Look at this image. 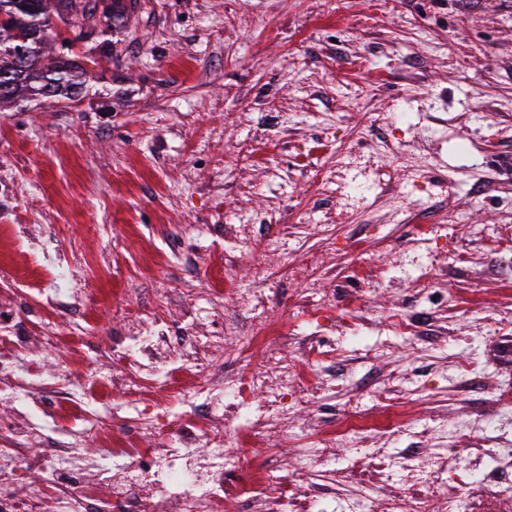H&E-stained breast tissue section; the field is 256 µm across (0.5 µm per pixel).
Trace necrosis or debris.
<instances>
[{
	"instance_id": "necrosis-or-debris-1",
	"label": "necrosis or debris",
	"mask_w": 512,
	"mask_h": 512,
	"mask_svg": "<svg viewBox=\"0 0 512 512\" xmlns=\"http://www.w3.org/2000/svg\"><path fill=\"white\" fill-rule=\"evenodd\" d=\"M30 249L49 281L42 306L67 308L71 322L66 334L50 329L34 337L18 318L0 313V398L13 403L0 419V512H322L324 501L354 476L390 485L393 492L349 502L347 512H431L437 500L442 512H512L511 444H477L468 467L450 453L419 456L396 477L381 455L359 461L355 474L337 471L323 483L309 482L284 465L274 474L259 467L267 444L259 420L240 425L251 394L267 392L270 405L285 417L314 397L313 390L300 386L298 367L285 360L269 359L279 376L274 387L265 373L248 368L253 348L273 345L282 333L269 321L259 295L242 293L236 299L249 318L244 331L226 324L203 341L188 330L175 335L169 325L140 311L135 318L145 328L138 335L103 337L94 314L98 297L77 287L71 265L52 249L50 234ZM156 340L166 344L170 361L181 364L195 361L201 346L222 349V365L199 370V384L185 389L169 370L148 361L146 349ZM34 344L54 350V381H45L28 359ZM77 353L85 364L80 375L74 372ZM112 364L123 367V377L101 373V366ZM116 388L135 406L134 423L103 432L95 442L111 454L121 477L108 475L77 437L32 452L31 430L48 419L78 430L91 407L107 403ZM405 424L400 403L387 400L379 411L344 416L317 438L311 453L325 465L338 449L359 448L366 437H382ZM229 442L236 451L228 456L223 447ZM205 446L213 452L203 457L199 450ZM33 468L42 472L35 483L27 479ZM273 477L281 485L276 493L267 490Z\"/></svg>"
}]
</instances>
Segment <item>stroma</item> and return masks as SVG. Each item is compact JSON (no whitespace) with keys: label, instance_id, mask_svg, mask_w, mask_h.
<instances>
[{"label":"stroma","instance_id":"35a3bbf8","mask_svg":"<svg viewBox=\"0 0 512 512\" xmlns=\"http://www.w3.org/2000/svg\"><path fill=\"white\" fill-rule=\"evenodd\" d=\"M112 36L109 56L89 64L91 90L76 100L25 103L0 112V209L26 184V219L52 221L62 258L83 256L81 287L103 293V335L124 333V310L170 321L190 313L196 335L217 322L244 323L237 294L263 295L271 322L291 335L268 353L303 365L305 336L329 335L325 320L295 314L300 287L289 272L314 258L317 286L340 295L348 341L329 360L332 388L303 405L265 453L296 466L310 430L335 425L345 392L375 407L388 388H420L411 424L385 438L395 464L410 449L452 446L460 402L452 373L471 364L512 392V310L474 275L448 268L449 251L500 264L512 230V0H137ZM402 114L392 123V114ZM401 148L409 164L395 167ZM351 154L346 167L328 153ZM444 216L422 233L398 200ZM462 223H455V216ZM255 225L262 241L236 263L222 295L212 262L234 258V229ZM327 224L326 246L313 234ZM481 224L484 240L468 236ZM188 236L195 273L167 256L171 235ZM366 244L370 262L356 266ZM22 257L0 241V299L33 326L66 331L65 311L40 312L24 292ZM483 298L450 309L442 296ZM365 317H357V310ZM436 312L449 337L423 353L396 323L405 312Z\"/></svg>","mask_w":512,"mask_h":512}]
</instances>
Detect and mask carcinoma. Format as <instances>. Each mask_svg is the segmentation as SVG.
<instances>
[{
  "instance_id": "1",
  "label": "carcinoma",
  "mask_w": 512,
  "mask_h": 512,
  "mask_svg": "<svg viewBox=\"0 0 512 512\" xmlns=\"http://www.w3.org/2000/svg\"><path fill=\"white\" fill-rule=\"evenodd\" d=\"M84 0H0V73L14 75L10 90L0 93V112L22 102L77 97L87 88V69L69 55L47 52L56 44L55 19H90L81 7ZM43 35L27 42L26 63L15 54L19 38L26 37L35 24Z\"/></svg>"
}]
</instances>
